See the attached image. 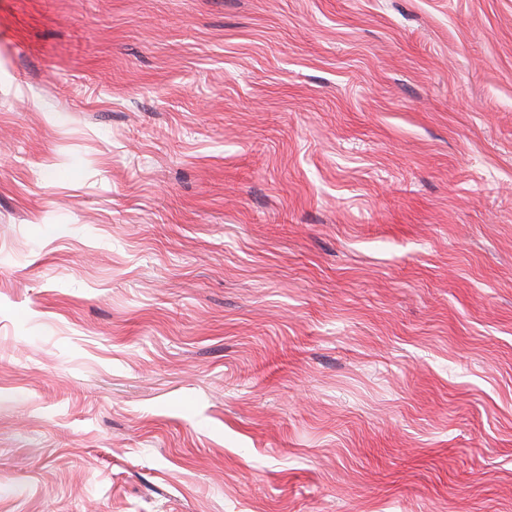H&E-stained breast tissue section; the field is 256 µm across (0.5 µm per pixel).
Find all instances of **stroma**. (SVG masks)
<instances>
[{
    "label": "stroma",
    "mask_w": 512,
    "mask_h": 512,
    "mask_svg": "<svg viewBox=\"0 0 512 512\" xmlns=\"http://www.w3.org/2000/svg\"><path fill=\"white\" fill-rule=\"evenodd\" d=\"M0 512H512V0H0Z\"/></svg>",
    "instance_id": "stroma-1"
}]
</instances>
